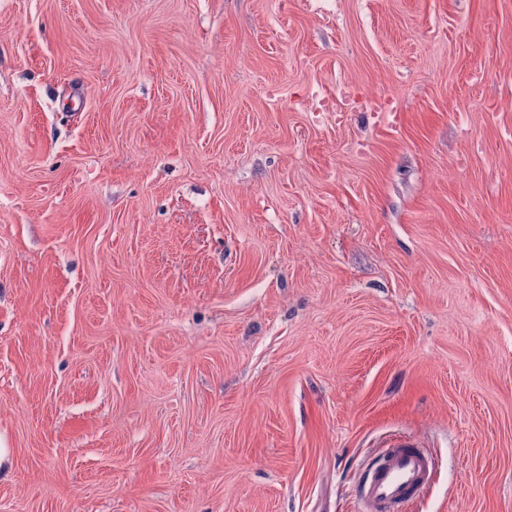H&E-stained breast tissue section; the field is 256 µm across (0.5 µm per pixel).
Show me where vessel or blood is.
I'll use <instances>...</instances> for the list:
<instances>
[{
	"instance_id": "b4317fda",
	"label": "vessel or blood",
	"mask_w": 512,
	"mask_h": 512,
	"mask_svg": "<svg viewBox=\"0 0 512 512\" xmlns=\"http://www.w3.org/2000/svg\"><path fill=\"white\" fill-rule=\"evenodd\" d=\"M434 469L427 451L409 441H394L366 468L355 494L358 512H404L429 487Z\"/></svg>"
}]
</instances>
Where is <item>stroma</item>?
<instances>
[{"label":"stroma","instance_id":"stroma-1","mask_svg":"<svg viewBox=\"0 0 512 512\" xmlns=\"http://www.w3.org/2000/svg\"><path fill=\"white\" fill-rule=\"evenodd\" d=\"M0 512H512V0H0ZM370 464L356 490L359 512H404L431 484L435 461L418 445L396 440Z\"/></svg>","mask_w":512,"mask_h":512}]
</instances>
